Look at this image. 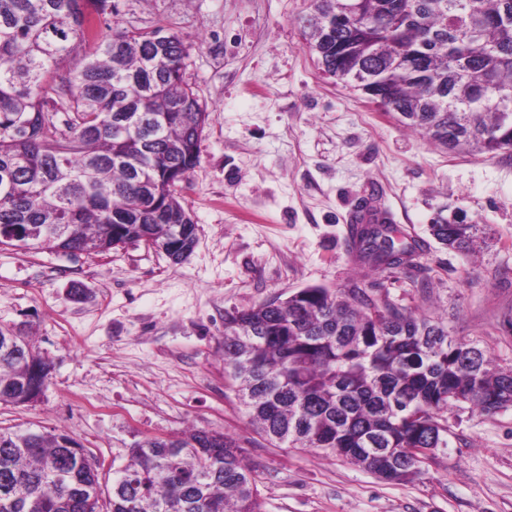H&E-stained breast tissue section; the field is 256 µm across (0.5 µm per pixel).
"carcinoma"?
<instances>
[{
    "label": "carcinoma",
    "mask_w": 512,
    "mask_h": 512,
    "mask_svg": "<svg viewBox=\"0 0 512 512\" xmlns=\"http://www.w3.org/2000/svg\"><path fill=\"white\" fill-rule=\"evenodd\" d=\"M313 0L309 47L337 80L383 84L381 108L451 151L512 154V0ZM112 0H0V245L100 254L154 241L192 248L177 195L208 119L184 80L187 47L163 28L97 30ZM54 96H49V92ZM68 114L60 131L48 113ZM19 241L1 239L6 230ZM475 224L437 215L429 234L459 252ZM371 271L408 266L423 244L393 224H350ZM224 370L259 434L342 457L398 482L448 448L450 410L512 408V365L448 323L357 285L303 288L224 316ZM51 373L0 352V402L25 404ZM64 432L0 430V512H262L240 445L222 432L140 441L99 471Z\"/></svg>",
    "instance_id": "1"
}]
</instances>
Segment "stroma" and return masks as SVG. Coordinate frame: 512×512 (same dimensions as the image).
I'll use <instances>...</instances> for the list:
<instances>
[{
    "instance_id": "obj_1",
    "label": "stroma",
    "mask_w": 512,
    "mask_h": 512,
    "mask_svg": "<svg viewBox=\"0 0 512 512\" xmlns=\"http://www.w3.org/2000/svg\"><path fill=\"white\" fill-rule=\"evenodd\" d=\"M101 32L162 27L189 48L209 112L181 183L197 243L182 263L144 244L99 255L0 248V326L53 362L44 395L0 403V428L63 431L105 461L143 434L233 435L263 512H512V408L451 411L448 447L385 482L347 460L260 436L224 374V316L300 289L352 283L447 321L512 364V156L448 152L325 76L301 19L312 0H114ZM425 249L371 272L345 247L370 188ZM475 224L470 255L437 243L436 214Z\"/></svg>"
}]
</instances>
